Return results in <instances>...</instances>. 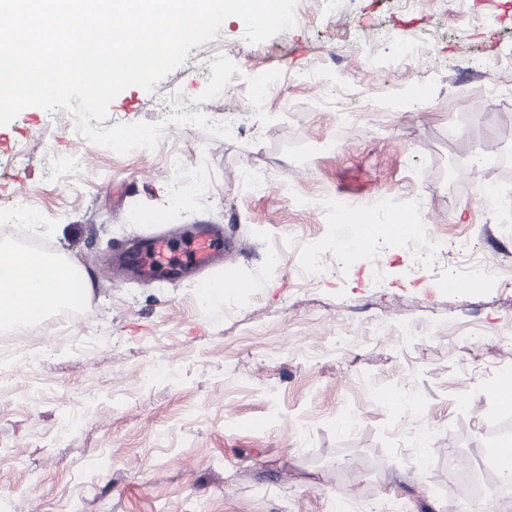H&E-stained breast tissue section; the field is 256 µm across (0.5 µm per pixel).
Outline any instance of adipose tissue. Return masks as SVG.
I'll return each mask as SVG.
<instances>
[{
    "instance_id": "adipose-tissue-1",
    "label": "adipose tissue",
    "mask_w": 512,
    "mask_h": 512,
    "mask_svg": "<svg viewBox=\"0 0 512 512\" xmlns=\"http://www.w3.org/2000/svg\"><path fill=\"white\" fill-rule=\"evenodd\" d=\"M74 265L39 252L0 248V328H24L71 303Z\"/></svg>"
}]
</instances>
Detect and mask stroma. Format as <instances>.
Listing matches in <instances>:
<instances>
[{"instance_id":"35a3bbf8","label":"stroma","mask_w":512,"mask_h":512,"mask_svg":"<svg viewBox=\"0 0 512 512\" xmlns=\"http://www.w3.org/2000/svg\"><path fill=\"white\" fill-rule=\"evenodd\" d=\"M507 2L298 0L260 44L229 20L102 123L179 102L233 119L229 138L171 124L120 155L33 105L0 126V247L40 243L93 280L63 333L55 314L29 329L44 356L0 386V512H468L453 459L486 456L512 418L492 396L512 374V208L480 190L512 191L480 160L512 155ZM255 171L270 188L247 190ZM301 196L410 204L428 257L373 239L337 258L346 225ZM147 212L223 226L242 248L220 272L253 290L207 303L192 278L114 275L105 258ZM310 243L328 257L315 285ZM472 255L498 278L449 287ZM325 262L320 250L316 247L309 248L303 257L301 276L305 282H319L325 271Z\"/></svg>"}]
</instances>
